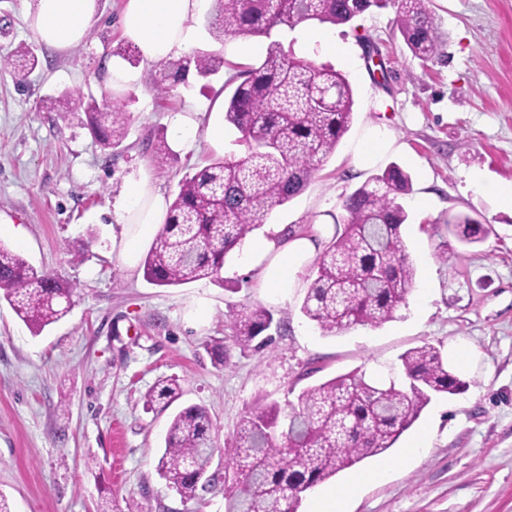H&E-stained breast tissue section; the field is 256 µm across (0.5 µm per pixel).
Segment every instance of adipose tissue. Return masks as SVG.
<instances>
[{"label": "adipose tissue", "mask_w": 512, "mask_h": 512, "mask_svg": "<svg viewBox=\"0 0 512 512\" xmlns=\"http://www.w3.org/2000/svg\"><path fill=\"white\" fill-rule=\"evenodd\" d=\"M212 0H126L122 28L124 36L139 49L144 60L162 63L189 53L198 38V21L211 9ZM30 28L41 43L66 51L83 41L99 18V0H28ZM173 142L192 146L197 135H205L215 146L224 143V115L216 113L206 129H198L192 118L178 112L169 119ZM168 217L164 195L148 174L129 178L122 200L112 213L121 232L112 242L120 260L135 268L142 248L153 241ZM314 243L305 237L274 248L265 238L249 245V265L259 269L270 299L280 300L293 287L298 273L312 257ZM393 466L380 462L354 475L342 488L318 497L310 512H344V504L367 484L388 480Z\"/></svg>", "instance_id": "adipose-tissue-1"}]
</instances>
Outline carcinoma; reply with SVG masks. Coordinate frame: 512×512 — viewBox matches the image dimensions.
Instances as JSON below:
<instances>
[{
  "label": "carcinoma",
  "mask_w": 512,
  "mask_h": 512,
  "mask_svg": "<svg viewBox=\"0 0 512 512\" xmlns=\"http://www.w3.org/2000/svg\"><path fill=\"white\" fill-rule=\"evenodd\" d=\"M395 8L394 25L411 53L433 59L439 50L425 0H215L209 17L214 37L270 38L275 28L312 21L346 25L373 7ZM34 49L21 46L0 58V71L35 67ZM223 60L210 53L168 62L175 74L195 67L213 74ZM224 120L240 134L247 153L210 162L179 184L169 216L144 260V276L157 286H178L218 277L225 257L242 245L275 207L300 194L349 131L354 92L341 72L317 68L268 44L263 61L229 78ZM58 112L83 109L100 146L110 149L125 135L126 101L105 103L64 91L43 100ZM412 190L411 176L397 165L370 177L343 202L346 216L313 262L301 312L324 335L355 325L379 326L393 318L413 288L415 269L402 243L408 214L398 198ZM447 229L460 243L475 244L490 227L468 214L448 215ZM73 290L0 245V302L36 335L69 312ZM235 342L250 345L273 323L268 310L231 314ZM403 380H380L362 368L304 389L288 409L258 406L239 423L233 439L216 445L212 421L201 406L176 412L157 470L185 498L200 485L198 472L213 453L225 455L224 512H298L291 489L315 487L365 458L384 453L419 418L437 394L464 385L442 352L425 343L400 357ZM182 395L175 379L159 381L144 395L148 406L169 407Z\"/></svg>",
  "instance_id": "1"
}]
</instances>
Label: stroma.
Here are the masks:
<instances>
[{
  "mask_svg": "<svg viewBox=\"0 0 512 512\" xmlns=\"http://www.w3.org/2000/svg\"><path fill=\"white\" fill-rule=\"evenodd\" d=\"M125 0H100V17L78 46L58 53L40 44L24 20L25 0H0V56L34 46L33 71L0 74V244L73 288L69 313L33 334L0 304V494L11 512H224V486L186 499L157 472L172 409H148L145 393L164 378L184 390L178 407L204 406L217 441L262 404L286 405L305 388L360 367L388 376L406 350L439 348L463 380L438 396L409 428L430 432L417 459L399 464L396 441L384 457L391 477L347 502L346 512H512V210L488 193L512 185V0H426L440 53L414 57L396 30L394 9L367 12L331 27L355 59L283 41L285 51L342 72L354 90V118L335 153L305 189L264 217L258 235L275 243L319 229L330 239L343 202L370 176L395 164L412 177L401 202L402 228L416 270L414 289L393 319L325 336L301 312L304 282L270 300L258 270L231 253L219 279L159 287L142 268H126L112 250L119 235L110 213L123 183L144 171L166 199L211 160L244 156L232 126L224 144L197 138L173 150L165 170L152 153L170 139L177 112H207L216 89L257 64L267 39L243 52L200 21L198 51L224 58L219 73L167 79L164 66L136 60L126 135L110 150L95 141L81 112L40 107L64 91L112 93L108 68L126 46ZM165 83L158 98L154 87ZM380 137L368 163L359 146ZM427 198V208L416 205ZM491 225L482 243L451 236L448 215ZM245 307L273 313L282 332L263 349L232 339L229 314ZM223 344L226 359L211 349Z\"/></svg>",
  "mask_w": 512,
  "mask_h": 512,
  "instance_id": "35a3bbf8",
  "label": "stroma"
}]
</instances>
